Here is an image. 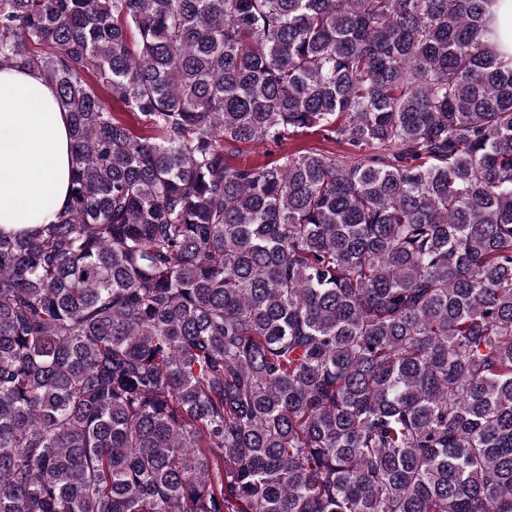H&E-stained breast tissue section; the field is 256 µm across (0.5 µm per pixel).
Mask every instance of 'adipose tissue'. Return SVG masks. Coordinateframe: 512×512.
<instances>
[{
	"mask_svg": "<svg viewBox=\"0 0 512 512\" xmlns=\"http://www.w3.org/2000/svg\"><path fill=\"white\" fill-rule=\"evenodd\" d=\"M69 116L37 70L0 66V230L50 223L69 200Z\"/></svg>",
	"mask_w": 512,
	"mask_h": 512,
	"instance_id": "adipose-tissue-1",
	"label": "adipose tissue"
}]
</instances>
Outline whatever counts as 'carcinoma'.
<instances>
[{
	"mask_svg": "<svg viewBox=\"0 0 512 512\" xmlns=\"http://www.w3.org/2000/svg\"><path fill=\"white\" fill-rule=\"evenodd\" d=\"M497 4L0 0L72 141L0 232V512H512ZM299 131L353 161H226Z\"/></svg>",
	"mask_w": 512,
	"mask_h": 512,
	"instance_id": "obj_1",
	"label": "carcinoma"
}]
</instances>
